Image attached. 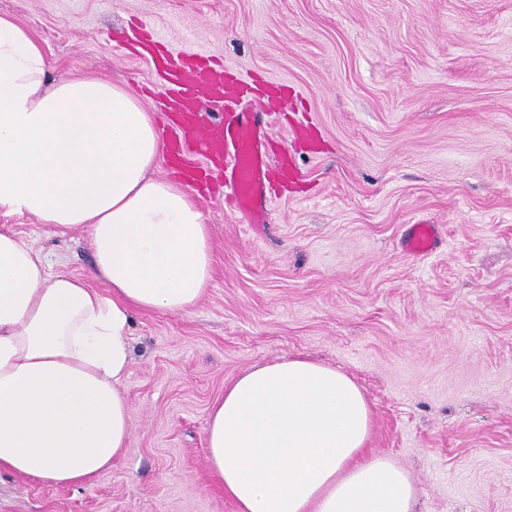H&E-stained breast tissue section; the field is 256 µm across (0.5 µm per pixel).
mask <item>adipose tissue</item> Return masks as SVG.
Instances as JSON below:
<instances>
[{
  "label": "adipose tissue",
  "mask_w": 512,
  "mask_h": 512,
  "mask_svg": "<svg viewBox=\"0 0 512 512\" xmlns=\"http://www.w3.org/2000/svg\"><path fill=\"white\" fill-rule=\"evenodd\" d=\"M162 152L127 88L50 80L40 42L0 15V209L86 232L94 257L92 279L57 273L0 228V470L81 486L128 453L133 315L191 313L214 274L193 190L154 174ZM372 425L352 377L284 357L213 402L207 464L238 512H413L408 471L367 448Z\"/></svg>",
  "instance_id": "ef3b65f1"
}]
</instances>
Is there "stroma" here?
<instances>
[{
	"instance_id": "35a3bbf8",
	"label": "stroma",
	"mask_w": 512,
	"mask_h": 512,
	"mask_svg": "<svg viewBox=\"0 0 512 512\" xmlns=\"http://www.w3.org/2000/svg\"><path fill=\"white\" fill-rule=\"evenodd\" d=\"M50 78L91 73L159 112L150 42L288 84L262 116L302 173L255 227L216 176L198 200L215 272L190 314L138 313L130 451L81 487L0 473V512H237L210 478L211 403L283 356L336 367L373 409L368 446L414 480L415 512H512V0H0ZM435 224L431 252H407ZM0 226L89 275L84 233ZM435 238V224H413L408 229L405 246L411 253L425 254L433 249Z\"/></svg>"
}]
</instances>
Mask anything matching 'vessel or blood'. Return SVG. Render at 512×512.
Wrapping results in <instances>:
<instances>
[{"label":"vessel or blood","instance_id":"1","mask_svg":"<svg viewBox=\"0 0 512 512\" xmlns=\"http://www.w3.org/2000/svg\"><path fill=\"white\" fill-rule=\"evenodd\" d=\"M171 101L182 116L184 137L175 142L179 168L186 177H194L195 157L224 161V181L231 189L235 207L247 223L262 224L270 198L271 184L298 180L301 176L291 156L282 155L278 167L267 158L268 134L249 120L232 117L220 128L206 127L197 117L199 101H208L216 110L226 103L237 102L246 90L245 82L225 77L209 64L189 65L174 60L169 64ZM436 227L432 224L410 225L405 246L414 254L430 252L435 243Z\"/></svg>","mask_w":512,"mask_h":512}]
</instances>
